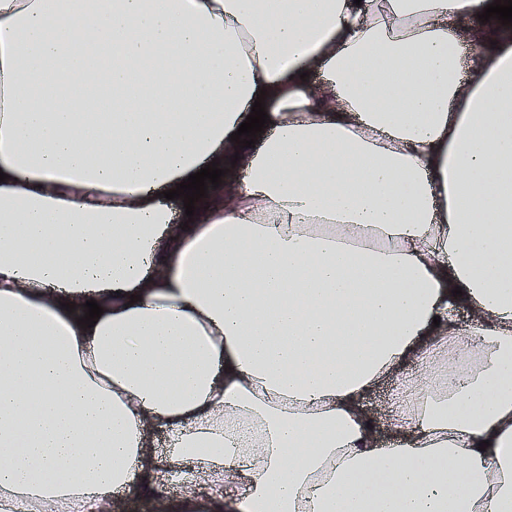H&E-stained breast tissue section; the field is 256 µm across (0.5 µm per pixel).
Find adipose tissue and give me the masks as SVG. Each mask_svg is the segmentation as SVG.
<instances>
[{
  "label": "adipose tissue",
  "mask_w": 512,
  "mask_h": 512,
  "mask_svg": "<svg viewBox=\"0 0 512 512\" xmlns=\"http://www.w3.org/2000/svg\"><path fill=\"white\" fill-rule=\"evenodd\" d=\"M492 2L0 0V512L135 482L161 512H512ZM211 163L233 192L176 224L164 191ZM398 382L395 378H389L383 381L373 389L365 398L364 406L369 412L379 415L383 419L389 417V403Z\"/></svg>",
  "instance_id": "obj_1"
}]
</instances>
